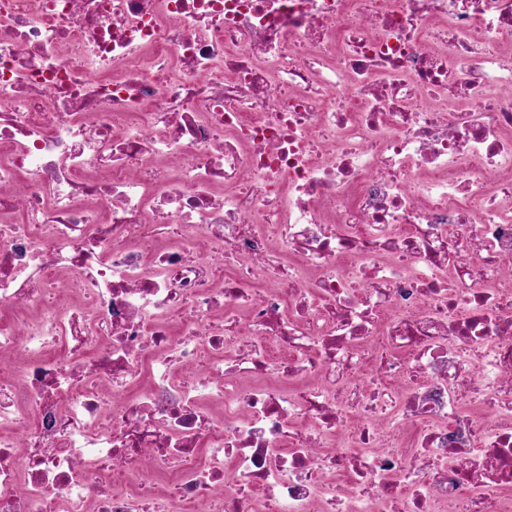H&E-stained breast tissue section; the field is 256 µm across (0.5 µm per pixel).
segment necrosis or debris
Here are the masks:
<instances>
[{"mask_svg":"<svg viewBox=\"0 0 512 512\" xmlns=\"http://www.w3.org/2000/svg\"><path fill=\"white\" fill-rule=\"evenodd\" d=\"M0 512H512V0H0Z\"/></svg>","mask_w":512,"mask_h":512,"instance_id":"necrosis-or-debris-1","label":"necrosis or debris"}]
</instances>
